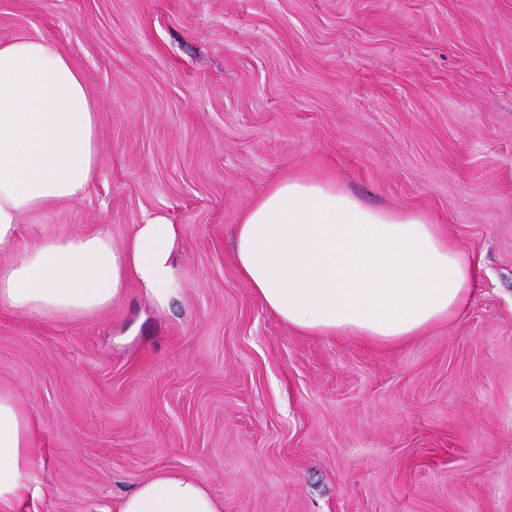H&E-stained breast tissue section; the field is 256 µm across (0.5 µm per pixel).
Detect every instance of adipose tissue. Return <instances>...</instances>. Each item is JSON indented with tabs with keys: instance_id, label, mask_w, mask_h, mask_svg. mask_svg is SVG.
<instances>
[{
	"instance_id": "adipose-tissue-1",
	"label": "adipose tissue",
	"mask_w": 512,
	"mask_h": 512,
	"mask_svg": "<svg viewBox=\"0 0 512 512\" xmlns=\"http://www.w3.org/2000/svg\"><path fill=\"white\" fill-rule=\"evenodd\" d=\"M100 156L83 74L53 42L0 40V308L83 318L138 284L160 309L179 290L181 225L156 214L122 245L108 235L50 236L19 249L25 216L81 199ZM239 276L289 327L316 336L394 344L458 318L479 265L416 212L365 207L332 181L286 175L234 228ZM33 426L0 387V512H18L38 458ZM117 512H224L198 477L160 470Z\"/></svg>"
}]
</instances>
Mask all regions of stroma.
Masks as SVG:
<instances>
[{
	"mask_svg": "<svg viewBox=\"0 0 512 512\" xmlns=\"http://www.w3.org/2000/svg\"><path fill=\"white\" fill-rule=\"evenodd\" d=\"M17 35L82 72L101 156L22 244L183 228L167 309L134 284L86 318L0 309L23 512H116L162 469L224 512H512V0H0ZM288 174L441 225L481 265L469 309L392 345L288 327L233 258Z\"/></svg>",
	"mask_w": 512,
	"mask_h": 512,
	"instance_id": "obj_1",
	"label": "stroma"
}]
</instances>
